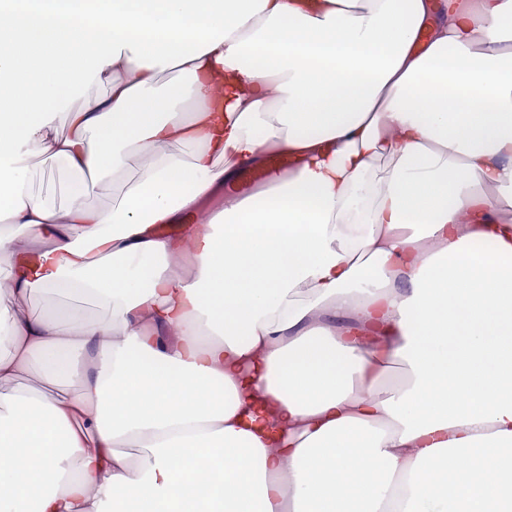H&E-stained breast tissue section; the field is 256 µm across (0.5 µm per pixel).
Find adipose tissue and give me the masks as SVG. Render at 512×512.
I'll use <instances>...</instances> for the list:
<instances>
[{
  "mask_svg": "<svg viewBox=\"0 0 512 512\" xmlns=\"http://www.w3.org/2000/svg\"><path fill=\"white\" fill-rule=\"evenodd\" d=\"M24 25L0 512H512V0H29ZM24 370L46 391L4 389ZM30 163L34 166L36 175L34 180V189L36 192L46 193H56L58 196V182L51 181L49 178V167L50 162L45 161L44 157H33L30 160Z\"/></svg>",
  "mask_w": 512,
  "mask_h": 512,
  "instance_id": "obj_1",
  "label": "adipose tissue"
}]
</instances>
